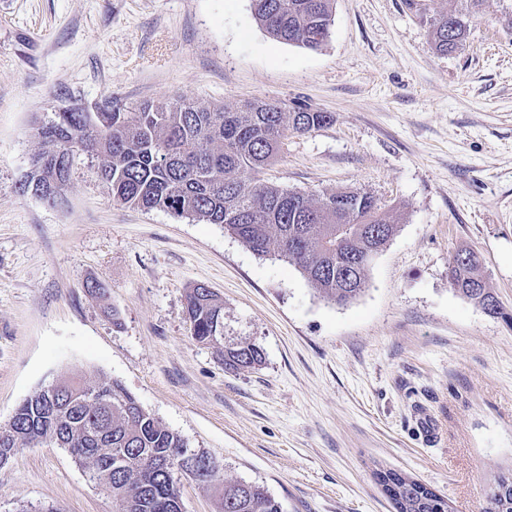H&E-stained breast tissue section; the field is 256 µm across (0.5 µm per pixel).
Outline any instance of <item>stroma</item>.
<instances>
[{
  "mask_svg": "<svg viewBox=\"0 0 512 512\" xmlns=\"http://www.w3.org/2000/svg\"><path fill=\"white\" fill-rule=\"evenodd\" d=\"M178 96L330 115L289 134L259 179L314 199L367 192L397 218L356 299H323L223 225L114 203L85 154L63 205L20 194L60 107ZM461 248L503 315L451 288ZM198 284L261 366L225 369L193 338ZM72 376L119 382L220 462L215 484L258 483L282 512H395L380 470L480 512L512 467V0H483L448 54L404 0H334L316 50L271 37L250 0H0V426ZM48 505L113 512L64 449L22 448L0 466V512Z\"/></svg>",
  "mask_w": 512,
  "mask_h": 512,
  "instance_id": "stroma-1",
  "label": "stroma"
}]
</instances>
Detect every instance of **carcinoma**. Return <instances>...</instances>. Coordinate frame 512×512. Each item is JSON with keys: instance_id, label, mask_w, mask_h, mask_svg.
<instances>
[{"instance_id": "cac0c4a2", "label": "carcinoma", "mask_w": 512, "mask_h": 512, "mask_svg": "<svg viewBox=\"0 0 512 512\" xmlns=\"http://www.w3.org/2000/svg\"><path fill=\"white\" fill-rule=\"evenodd\" d=\"M455 6L427 16L426 4L405 0L421 13L435 49L448 53L466 39L469 16L483 0H453ZM260 25L276 40L318 49L331 34L332 0H250ZM324 112L300 108L285 114L273 102H250L235 111L203 107L177 97L164 106L144 105L123 112L107 102L87 112L75 102L56 119L37 128L46 145L59 126L68 127L99 160L97 176L112 200L174 216L222 224L260 256H275L300 270L313 289L335 304H346L366 287L369 264L349 260L381 252L397 231L396 220L381 212L369 193L341 190L317 199L255 179L280 151L288 131L308 133L328 123ZM342 224L341 233L336 225ZM449 267L450 286L486 312L512 318L487 290L479 257ZM192 335L212 344L224 325V302L205 285L186 297ZM224 367L259 365L263 348L251 339L230 341L221 351ZM89 386L72 379L53 383L16 410L14 434H0V454L18 451L32 440L77 450L76 462L90 467L112 488L115 512H181L171 465L186 441L162 426L116 381ZM119 457L122 467L111 468ZM396 488L386 490L395 512H451L448 499L415 479L392 472ZM220 498V512H282L261 485L226 481L204 485ZM481 512H512V468L494 476Z\"/></svg>"}]
</instances>
